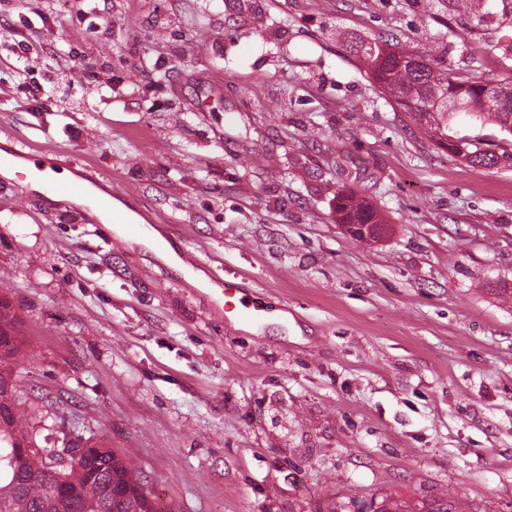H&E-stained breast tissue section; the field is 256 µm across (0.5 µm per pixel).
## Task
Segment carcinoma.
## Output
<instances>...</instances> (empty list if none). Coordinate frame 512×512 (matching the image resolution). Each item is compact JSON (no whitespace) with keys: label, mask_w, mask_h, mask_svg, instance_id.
<instances>
[{"label":"carcinoma","mask_w":512,"mask_h":512,"mask_svg":"<svg viewBox=\"0 0 512 512\" xmlns=\"http://www.w3.org/2000/svg\"><path fill=\"white\" fill-rule=\"evenodd\" d=\"M356 53L367 64L381 90L435 145L463 158L473 168L497 165L499 153L512 148V81L483 75L459 77L448 71L440 53L396 50L387 44L362 42ZM499 93L490 107L486 89ZM473 120L490 124L501 139L457 137L450 134L454 103ZM337 212L351 234L374 241L388 224L372 204L354 193L339 197ZM19 319L11 303L0 297V512H168L156 498L142 492L138 472L111 448H86L76 466L61 469L54 451L26 450L33 433L16 405L17 379L11 368L19 348ZM383 512H464L457 501L427 506L391 500Z\"/></svg>","instance_id":"carcinoma-1"}]
</instances>
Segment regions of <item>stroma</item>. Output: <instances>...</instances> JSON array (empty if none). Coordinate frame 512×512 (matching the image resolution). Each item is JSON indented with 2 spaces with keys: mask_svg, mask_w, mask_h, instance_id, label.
<instances>
[{
  "mask_svg": "<svg viewBox=\"0 0 512 512\" xmlns=\"http://www.w3.org/2000/svg\"><path fill=\"white\" fill-rule=\"evenodd\" d=\"M384 40L507 80L512 0H0V148L89 157L210 282L276 305L227 323L84 204L0 180L37 441L114 449L169 512H512V161L438 149L353 50ZM348 190L384 238L340 224ZM384 512H464L463 506L458 501H442L427 507L425 502L421 505H410L405 501L391 500L388 507L383 506Z\"/></svg>",
  "mask_w": 512,
  "mask_h": 512,
  "instance_id": "35a3bbf8",
  "label": "stroma"
}]
</instances>
